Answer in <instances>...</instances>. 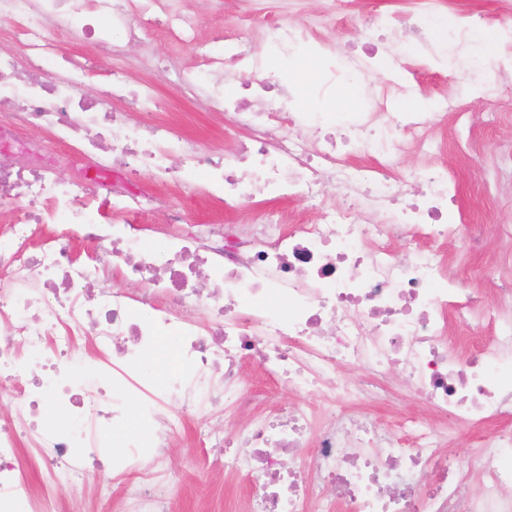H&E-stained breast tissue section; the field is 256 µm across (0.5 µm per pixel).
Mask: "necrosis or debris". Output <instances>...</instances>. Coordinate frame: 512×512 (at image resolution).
Instances as JSON below:
<instances>
[{"label": "necrosis or debris", "instance_id": "obj_1", "mask_svg": "<svg viewBox=\"0 0 512 512\" xmlns=\"http://www.w3.org/2000/svg\"><path fill=\"white\" fill-rule=\"evenodd\" d=\"M0 20L13 28L0 42V399L15 406L0 417V512H59L55 488L83 484L103 431L121 428L132 403L146 418L124 456V512H171L172 440L194 415L223 419L225 394L240 408L251 402L250 360L323 405L318 423L305 403L256 413L241 430L224 469L253 479L251 512H512V429L477 446L481 488L467 499L469 474L445 453L447 430L402 417L385 431L355 411L395 368L452 426L512 416V289L496 290L487 344L448 349L450 327L475 303L440 250L466 239L448 220L457 173L433 163L438 144L426 132L449 103L383 111L371 76L381 57L399 60L394 47L373 39L339 57L314 24L260 17L238 38L202 41L212 17L173 0H0ZM257 29L268 55L249 46ZM500 31L502 58L481 82L492 111L512 62V23ZM62 33L91 41L96 59L56 56ZM155 37L193 45L197 65L165 74L197 108L247 129L233 152L167 123L131 122V111L166 103L113 58ZM298 53L326 70L327 84L340 69L367 78L372 111L293 115L268 58ZM228 68L241 78L231 96ZM94 71L105 92L92 99L83 87ZM411 150L431 164L407 180L395 168ZM355 155L377 163L348 165ZM329 184L340 206L292 225L255 207L314 201ZM199 193L253 211L247 231L192 223ZM158 214L168 233L146 234ZM103 267L137 290L101 285ZM83 336L98 357L89 375L71 355ZM51 404L67 408V423L55 424ZM24 449L41 462L38 485L20 471Z\"/></svg>", "mask_w": 512, "mask_h": 512}]
</instances>
